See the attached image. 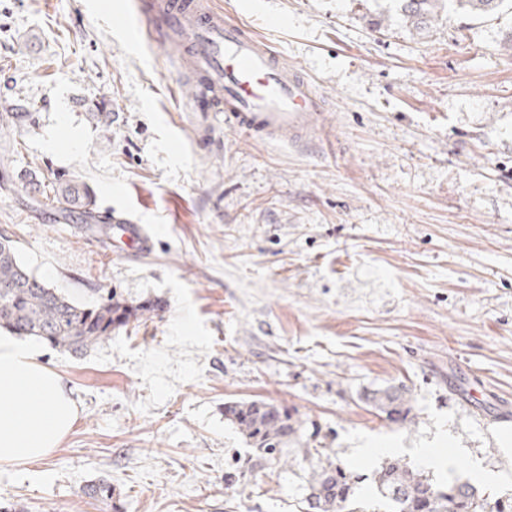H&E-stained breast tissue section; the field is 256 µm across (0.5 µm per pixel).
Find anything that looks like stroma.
<instances>
[{"instance_id":"stroma-1","label":"stroma","mask_w":512,"mask_h":512,"mask_svg":"<svg viewBox=\"0 0 512 512\" xmlns=\"http://www.w3.org/2000/svg\"><path fill=\"white\" fill-rule=\"evenodd\" d=\"M203 2L309 78L323 132L199 117L186 50L140 34L137 0H0V235L77 303L161 305L79 357L37 342L78 417L49 456L0 466V507L109 512L86 494L104 478L124 512H297L301 467L239 474L240 399L305 421L362 504L390 455L512 494V0L423 33L393 0ZM66 181L151 251L61 218ZM388 386L411 423L364 402ZM444 447L447 468L416 455ZM129 249H135L139 252H147L151 248V237L144 225L141 224H118Z\"/></svg>"}]
</instances>
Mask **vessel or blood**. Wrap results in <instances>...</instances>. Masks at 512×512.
<instances>
[{"mask_svg":"<svg viewBox=\"0 0 512 512\" xmlns=\"http://www.w3.org/2000/svg\"><path fill=\"white\" fill-rule=\"evenodd\" d=\"M148 11L166 20L156 38L188 44L199 85L195 111L223 113L227 123L258 139H298L319 131L324 102L309 79L286 67L242 22L198 7L195 0H150ZM120 230L128 248L150 249L144 225L124 224Z\"/></svg>","mask_w":512,"mask_h":512,"instance_id":"1","label":"vessel or blood"}]
</instances>
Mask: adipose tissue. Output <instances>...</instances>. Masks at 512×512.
<instances>
[{"label": "adipose tissue", "instance_id": "1", "mask_svg": "<svg viewBox=\"0 0 512 512\" xmlns=\"http://www.w3.org/2000/svg\"><path fill=\"white\" fill-rule=\"evenodd\" d=\"M0 464L48 456L71 431L76 403L62 377L39 364L31 346L0 335Z\"/></svg>", "mask_w": 512, "mask_h": 512}]
</instances>
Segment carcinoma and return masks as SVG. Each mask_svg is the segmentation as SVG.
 Here are the masks:
<instances>
[{
  "label": "carcinoma",
  "instance_id": "1",
  "mask_svg": "<svg viewBox=\"0 0 512 512\" xmlns=\"http://www.w3.org/2000/svg\"><path fill=\"white\" fill-rule=\"evenodd\" d=\"M399 10L411 27L424 30L443 11L462 10L476 14L496 11L503 0H397ZM59 211L82 210L86 223H97L93 193L82 184L69 183L54 192ZM0 329L13 336L37 337L51 347L82 356L112 330L132 322L146 321L158 309L147 301L134 304L112 293L105 301L89 307L49 287L21 261L17 247L0 235ZM366 403L395 423L413 420L406 392L398 387L376 389L364 394ZM230 421L252 448L247 462L252 472L270 461H279L298 447L293 462L310 470L307 493L298 512H365L354 498V485L361 476L348 470L325 448H312L305 440L303 422L287 409L264 400H242L224 406ZM376 495L388 512H512V495L492 502L475 479L435 483L399 458H390L373 473ZM86 494L101 503H112V512L123 506L113 502L112 484L100 479Z\"/></svg>",
  "mask_w": 512,
  "mask_h": 512
}]
</instances>
